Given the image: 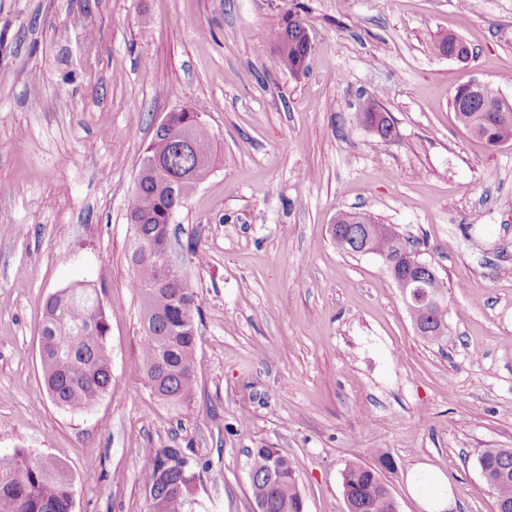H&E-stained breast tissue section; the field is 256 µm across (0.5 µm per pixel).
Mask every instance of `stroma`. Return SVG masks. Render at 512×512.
Segmentation results:
<instances>
[{
    "mask_svg": "<svg viewBox=\"0 0 512 512\" xmlns=\"http://www.w3.org/2000/svg\"><path fill=\"white\" fill-rule=\"evenodd\" d=\"M290 13L312 37L298 77L267 28ZM448 34L473 59L438 55ZM474 81L512 101V0H0V457L69 466L73 512H148V448L198 460L194 512H256L260 447L292 461L306 512H347L342 470L383 453L398 512H422L418 464L447 512H494L478 455L512 448V144L455 122ZM373 102L391 140L359 120ZM199 105L214 163L172 221L199 335L178 411L140 361L126 204L163 116ZM343 211L434 267L447 344L380 257L337 251ZM76 283L114 313L112 387L81 412L39 354L47 298ZM410 312L415 325L421 332H439V334L437 335H423L427 340L435 344H439L441 341L444 340L447 329L448 305L429 309V314L432 317V321H426V325H421L420 323H418V321L415 318L414 311L410 310ZM421 476L431 479V486L424 487ZM408 485L415 490L416 499L426 512H446L448 501L452 498V490L443 474L433 468L420 466L407 474Z\"/></svg>",
    "mask_w": 512,
    "mask_h": 512,
    "instance_id": "1",
    "label": "stroma"
}]
</instances>
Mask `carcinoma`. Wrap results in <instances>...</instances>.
Wrapping results in <instances>:
<instances>
[{
  "mask_svg": "<svg viewBox=\"0 0 512 512\" xmlns=\"http://www.w3.org/2000/svg\"><path fill=\"white\" fill-rule=\"evenodd\" d=\"M300 18L272 19L273 43L288 35V43L278 49L280 64L300 75L306 71L310 54L301 37ZM435 50L448 58L470 56V50L458 37L438 39ZM500 96L484 85L467 103L450 104L456 123L491 145V139L512 140V116L506 118L495 105ZM201 115L197 109L173 116L169 131L155 134L140 159L136 187L128 201V224L136 228L140 241L160 243L167 224V212L173 197L187 200L197 184L209 172L213 162L210 135L203 122L192 121ZM187 131L195 149L186 155L175 150V136ZM377 220L368 212L350 213L347 221L333 234L336 248L347 254L366 251L394 260L403 256L406 244L374 232L369 225ZM131 288L141 299L142 340L140 359L150 387L167 403L182 407L189 403L196 386V346L198 334H189L184 326L193 317L195 292L189 284L176 281L149 282L137 274ZM432 320L417 328L426 339L438 344L447 329L448 306L429 309ZM112 313L105 310L97 291L82 284L63 288L50 296L45 305L40 336V359L45 387L60 407L83 410L97 403L112 386L108 336ZM179 448L149 450L146 467L151 475L163 460L180 459ZM479 467L494 479L491 487L495 508L512 512V448H484L478 456ZM198 462L185 470H171L149 487V512H189L193 504L190 486ZM393 461L381 455L374 466L352 463L342 471V486L348 512H394L388 497L389 485L382 472L392 470ZM249 475L254 499H267L270 512H303L305 503L292 463L276 448L250 451ZM74 476L70 469L51 458L16 453L9 462L0 463V512H73Z\"/></svg>",
  "mask_w": 512,
  "mask_h": 512,
  "instance_id": "obj_1",
  "label": "carcinoma"
}]
</instances>
